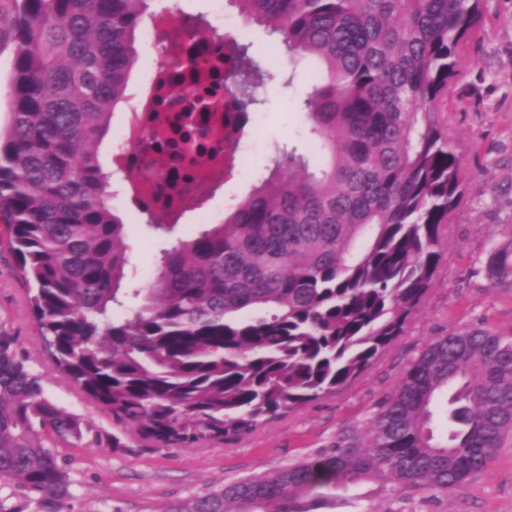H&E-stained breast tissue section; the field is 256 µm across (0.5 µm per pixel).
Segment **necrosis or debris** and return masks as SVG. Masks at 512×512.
<instances>
[{
  "instance_id": "1",
  "label": "necrosis or debris",
  "mask_w": 512,
  "mask_h": 512,
  "mask_svg": "<svg viewBox=\"0 0 512 512\" xmlns=\"http://www.w3.org/2000/svg\"><path fill=\"white\" fill-rule=\"evenodd\" d=\"M191 25L154 15L149 33L163 63L139 84L112 156L113 173L138 172L126 181V196L159 216L183 217L197 187L223 186L247 162L245 146L258 133L252 115L224 101L195 105L209 89L223 88L233 36H194Z\"/></svg>"
}]
</instances>
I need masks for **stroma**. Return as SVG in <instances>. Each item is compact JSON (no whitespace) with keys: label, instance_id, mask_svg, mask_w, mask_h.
I'll list each match as a JSON object with an SVG mask.
<instances>
[{"label":"stroma","instance_id":"1","mask_svg":"<svg viewBox=\"0 0 512 512\" xmlns=\"http://www.w3.org/2000/svg\"><path fill=\"white\" fill-rule=\"evenodd\" d=\"M14 0H0V123L8 121V76L13 61ZM224 27L244 35L250 54L276 74L259 88L254 116L259 137L249 149L250 163L225 182L204 209L188 212L182 224L164 234L139 222L123 193L113 207L127 225L130 244L126 280L146 285L156 275L160 249L196 235L225 212L265 174L278 144L306 148L300 101L312 78L300 65L293 83L279 81L288 57L264 28L246 26L232 6L224 8ZM448 132L457 143L469 182L467 197L449 226L447 255L438 284L425 297L405 333L347 388L299 407L236 440L197 447L160 448L133 437L113 450L86 445H55L69 470L75 512H164L172 502L220 488L224 483L266 474L327 451L338 432L363 428L395 387L405 366L426 339L466 328L512 336V288L493 286L482 267L493 243L512 239V0H484V21L461 53L448 91ZM13 336L45 396L81 418L93 431L108 433L112 417L61 375L33 318L16 258L0 242V332ZM390 501L379 483L363 481L337 491L319 512H385ZM421 512H512V441H505L489 467L463 488L431 500Z\"/></svg>","mask_w":512,"mask_h":512}]
</instances>
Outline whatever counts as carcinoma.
<instances>
[{"mask_svg":"<svg viewBox=\"0 0 512 512\" xmlns=\"http://www.w3.org/2000/svg\"><path fill=\"white\" fill-rule=\"evenodd\" d=\"M279 38L293 70L323 76L304 112L312 164L279 147L228 215L162 252L144 288L121 287L125 224L93 143L126 100L150 0H18L9 122L0 131V225L33 284L29 305L57 370L123 430L89 437L43 392L0 332V512H74L46 443L125 448L238 439L348 386L403 335L434 288L448 224L468 191L448 135V87L483 0H230ZM233 39L235 106L262 104L271 73ZM484 272L512 284V241ZM453 388V428H430ZM512 434V338L482 329L426 341L369 419L330 449L165 512H311L364 480L387 512L484 472Z\"/></svg>","mask_w":512,"mask_h":512,"instance_id":"cac0c4a2","label":"carcinoma"}]
</instances>
